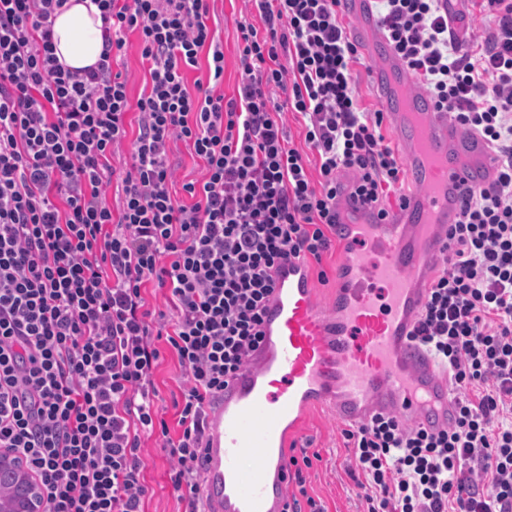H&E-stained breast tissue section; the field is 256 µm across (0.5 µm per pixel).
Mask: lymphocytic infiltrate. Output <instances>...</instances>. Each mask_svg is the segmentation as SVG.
I'll list each match as a JSON object with an SVG mask.
<instances>
[{
  "label": "lymphocytic infiltrate",
  "instance_id": "f902f5d3",
  "mask_svg": "<svg viewBox=\"0 0 512 512\" xmlns=\"http://www.w3.org/2000/svg\"><path fill=\"white\" fill-rule=\"evenodd\" d=\"M93 2L103 52L72 69L53 42L66 0H0V448L39 476L46 512H144L156 434L173 490L202 512L206 408L263 339L272 270L321 264L340 198L379 205L405 169L383 111L361 104L340 0H253L260 22L238 28L244 78L228 100L186 81L204 51L224 79L209 0ZM381 2L391 46L439 110L489 143L495 173L464 189L413 333L448 374L453 425L387 414L342 435L365 512H512V0H469L488 25L466 52L441 0ZM130 31L149 74L134 104L112 70ZM287 112L308 152L291 146ZM174 140L201 162L180 198ZM166 353L183 378L175 436L156 406ZM288 466L289 512H326L307 488L311 458Z\"/></svg>",
  "mask_w": 512,
  "mask_h": 512
}]
</instances>
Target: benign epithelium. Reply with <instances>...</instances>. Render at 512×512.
Masks as SVG:
<instances>
[{
	"mask_svg": "<svg viewBox=\"0 0 512 512\" xmlns=\"http://www.w3.org/2000/svg\"><path fill=\"white\" fill-rule=\"evenodd\" d=\"M0 512H44L41 480L8 448L0 449Z\"/></svg>",
	"mask_w": 512,
	"mask_h": 512,
	"instance_id": "1",
	"label": "benign epithelium"
}]
</instances>
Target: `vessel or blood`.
Wrapping results in <instances>:
<instances>
[{
  "label": "vessel or blood",
  "mask_w": 512,
  "mask_h": 512,
  "mask_svg": "<svg viewBox=\"0 0 512 512\" xmlns=\"http://www.w3.org/2000/svg\"><path fill=\"white\" fill-rule=\"evenodd\" d=\"M348 35L377 62L371 82L418 192L377 208L341 200L344 256L328 307L300 259L272 272L260 347L207 410L201 494L205 512H284L288 449L308 411L352 424L394 413L441 430L454 421L448 379L411 339L461 192L493 177L481 136L448 121L384 37L373 0H340Z\"/></svg>",
  "instance_id": "1"
}]
</instances>
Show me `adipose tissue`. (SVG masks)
<instances>
[{
  "instance_id": "1",
  "label": "adipose tissue",
  "mask_w": 512,
  "mask_h": 512,
  "mask_svg": "<svg viewBox=\"0 0 512 512\" xmlns=\"http://www.w3.org/2000/svg\"><path fill=\"white\" fill-rule=\"evenodd\" d=\"M53 25L55 53L73 69L95 65L103 51L100 11L93 0H69Z\"/></svg>"
}]
</instances>
